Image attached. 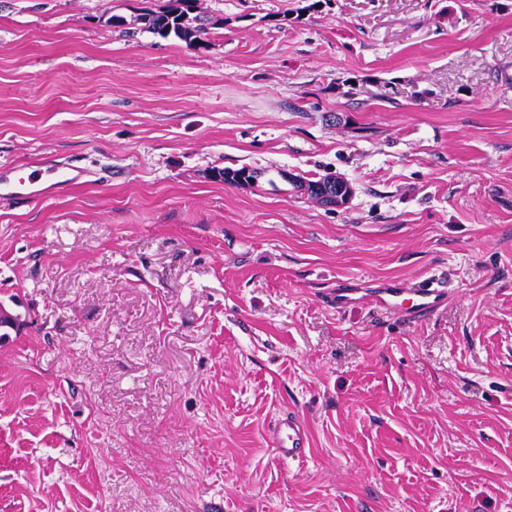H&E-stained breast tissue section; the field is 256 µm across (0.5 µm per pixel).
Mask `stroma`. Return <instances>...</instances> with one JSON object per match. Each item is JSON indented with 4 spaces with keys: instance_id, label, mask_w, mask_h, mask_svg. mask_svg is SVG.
Here are the masks:
<instances>
[{
    "instance_id": "35a3bbf8",
    "label": "stroma",
    "mask_w": 512,
    "mask_h": 512,
    "mask_svg": "<svg viewBox=\"0 0 512 512\" xmlns=\"http://www.w3.org/2000/svg\"><path fill=\"white\" fill-rule=\"evenodd\" d=\"M167 3L0 0V166L87 173L0 198V512H512V0ZM197 0H172L160 11L147 10L140 17L145 28L162 36L174 34L189 43L208 33L210 18L197 11ZM446 298L448 289L444 281L430 276L412 286L397 280H385L369 288H336L327 297V303L339 313L367 305L378 313L423 321L434 315ZM266 441L283 461L305 464L310 458V434L304 417L295 411L277 415L266 429Z\"/></svg>"
}]
</instances>
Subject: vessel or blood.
<instances>
[{"mask_svg": "<svg viewBox=\"0 0 512 512\" xmlns=\"http://www.w3.org/2000/svg\"><path fill=\"white\" fill-rule=\"evenodd\" d=\"M53 179L61 185L76 182L73 168L43 163L32 170L18 166L0 167V196L38 200L39 185ZM448 296L443 281L428 277L414 285L385 280L367 288H339L327 298L336 312L358 305L370 306L379 313L409 317L419 321L434 315ZM266 441L283 461L305 464L310 458V434L304 417L295 411L277 415L266 429Z\"/></svg>", "mask_w": 512, "mask_h": 512, "instance_id": "obj_1", "label": "vessel or blood"}]
</instances>
